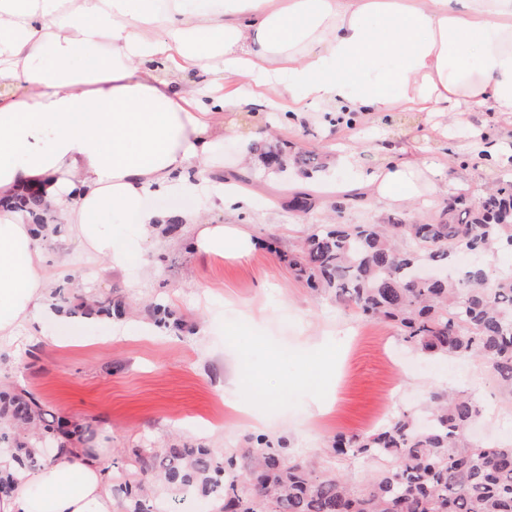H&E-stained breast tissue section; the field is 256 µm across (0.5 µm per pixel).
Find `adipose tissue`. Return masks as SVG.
Masks as SVG:
<instances>
[{"label": "adipose tissue", "mask_w": 512, "mask_h": 512, "mask_svg": "<svg viewBox=\"0 0 512 512\" xmlns=\"http://www.w3.org/2000/svg\"><path fill=\"white\" fill-rule=\"evenodd\" d=\"M188 71L208 87L173 81ZM314 106L348 118L512 115V0H0V346L61 320L43 248L58 226L126 269L164 224L154 199L176 192L197 201L178 216L198 251L249 255L257 242L240 224L207 217L248 198L201 190L235 130L225 117ZM428 172L389 163L362 185L375 201L412 205ZM25 192L56 224L37 232L3 207ZM107 214L119 228L102 224ZM0 468L16 483L0 512H114L98 457L63 454L33 470L0 457Z\"/></svg>", "instance_id": "obj_1"}]
</instances>
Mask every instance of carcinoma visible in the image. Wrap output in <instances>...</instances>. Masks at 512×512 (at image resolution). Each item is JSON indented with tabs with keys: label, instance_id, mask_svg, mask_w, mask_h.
I'll return each instance as SVG.
<instances>
[{
	"label": "carcinoma",
	"instance_id": "1",
	"mask_svg": "<svg viewBox=\"0 0 512 512\" xmlns=\"http://www.w3.org/2000/svg\"><path fill=\"white\" fill-rule=\"evenodd\" d=\"M263 166H288L311 175L327 167L318 153H293L288 143L255 147ZM14 207L37 224L54 221L35 196ZM315 207L306 192H295L288 208L304 215ZM512 252V183L489 190L477 201L458 195L448 208L421 220L393 224H333L316 227L298 245L290 266L316 293L368 320L390 321L411 347L435 356H464L487 364L500 387L512 393V272L475 263L458 275L423 276L445 270L460 252L495 257ZM71 315L120 319L128 307L119 298L92 296L69 306L66 288L52 291ZM481 406L464 394L435 391L424 427L408 413L367 435H338L330 451L376 464L375 474L355 482L331 469L316 470L290 458L263 435L232 452L173 445L163 451L137 448L134 469L144 476L121 481L125 512H160L153 487L223 500L222 512H512V446L474 443L468 430ZM89 423L47 416L30 394L0 390V456L35 468L47 451L72 440L93 443Z\"/></svg>",
	"mask_w": 512,
	"mask_h": 512
}]
</instances>
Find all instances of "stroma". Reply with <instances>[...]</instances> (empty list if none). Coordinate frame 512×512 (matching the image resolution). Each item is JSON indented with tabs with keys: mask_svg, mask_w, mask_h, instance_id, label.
Listing matches in <instances>:
<instances>
[{
	"mask_svg": "<svg viewBox=\"0 0 512 512\" xmlns=\"http://www.w3.org/2000/svg\"><path fill=\"white\" fill-rule=\"evenodd\" d=\"M495 138L512 153V117L470 112L464 122L428 112L371 114L343 122L316 112L278 128L280 139L328 158L313 177L272 173L259 163L244 168L251 207L238 223L257 239L248 257L207 255L189 248V232L165 248L150 247L151 272L110 269L88 258L69 235L46 240L50 275L67 257L88 295L123 297L130 313L121 320L71 318L64 332L83 336L80 345L19 337L0 351V382L35 397L60 416L92 424L96 448L113 474L136 479L129 468L134 448L177 444L232 450L249 437L267 435L287 454L335 468L354 481L369 477L373 463L330 457L339 434L369 433L401 412L422 414L432 391L455 389L477 399L482 436L512 442V394L502 390L474 358H429L405 343L390 324L370 321L337 304L311 296L288 265L287 253L314 225L388 224L418 211L434 215L450 197L476 198L512 181V162L478 165L471 160L473 132ZM354 149L356 167L340 165ZM432 159L444 165L418 207L354 202L342 186L378 169L386 160ZM305 189L316 207L300 216L285 197ZM163 303L183 319L186 331L156 328L147 306Z\"/></svg>",
	"mask_w": 512,
	"mask_h": 512,
	"instance_id": "1",
	"label": "stroma"
}]
</instances>
